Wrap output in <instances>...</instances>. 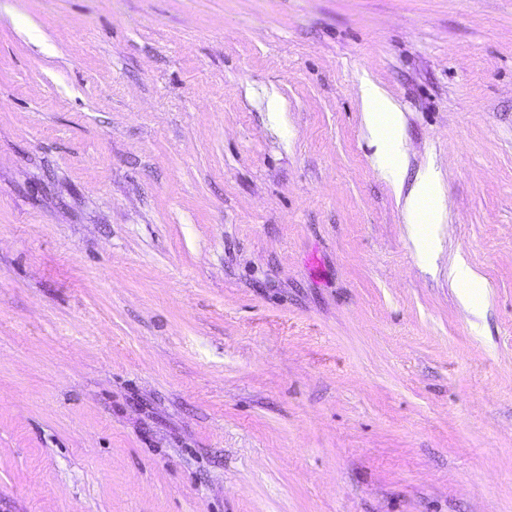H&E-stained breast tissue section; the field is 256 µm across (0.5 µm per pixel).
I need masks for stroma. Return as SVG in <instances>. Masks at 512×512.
Wrapping results in <instances>:
<instances>
[{"instance_id": "obj_1", "label": "stroma", "mask_w": 512, "mask_h": 512, "mask_svg": "<svg viewBox=\"0 0 512 512\" xmlns=\"http://www.w3.org/2000/svg\"><path fill=\"white\" fill-rule=\"evenodd\" d=\"M0 512H512V0H0ZM361 100L366 118L377 127L386 151L390 153L396 144L395 130L399 113L395 112V106L384 93L370 82L362 86Z\"/></svg>"}]
</instances>
